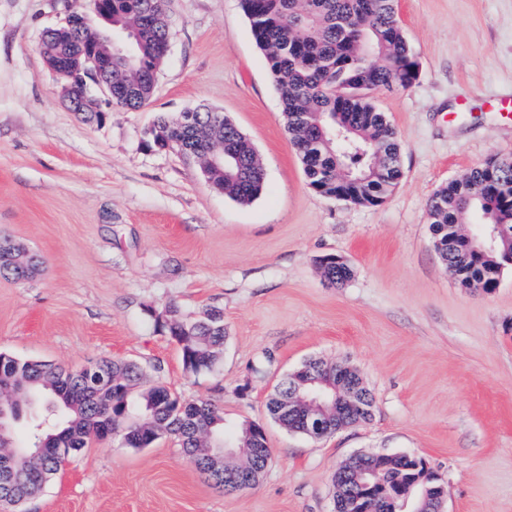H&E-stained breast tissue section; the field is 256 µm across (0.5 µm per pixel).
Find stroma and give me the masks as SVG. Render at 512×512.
Instances as JSON below:
<instances>
[{
	"mask_svg": "<svg viewBox=\"0 0 512 512\" xmlns=\"http://www.w3.org/2000/svg\"><path fill=\"white\" fill-rule=\"evenodd\" d=\"M0 0V242L40 255L0 276V352L78 370L97 358L161 365L187 401L263 426L268 468L216 489L162 436L147 448L92 441L24 512H333V475L360 454H414L445 486V512H512V269L492 292L460 287L436 253L428 198L512 152V0H396L419 64L375 97L396 129L404 177L376 207L315 193L285 128L281 93L239 0H170L169 48L152 103L70 112L40 51L67 6ZM222 110L257 149L264 190L247 205L214 190L176 150H150L158 114ZM343 257L344 287L318 260ZM224 311L216 368L190 374L154 314ZM318 357L357 368L370 420L321 440L268 415L280 378ZM329 256L333 255H326L323 256L322 259H319V265L322 268L323 276L330 286L334 288H341L350 279L352 271L347 264H341L344 262V259L338 256H336L335 262L336 265L341 264L340 266H325L323 262Z\"/></svg>",
	"mask_w": 512,
	"mask_h": 512,
	"instance_id": "35a3bbf8",
	"label": "stroma"
}]
</instances>
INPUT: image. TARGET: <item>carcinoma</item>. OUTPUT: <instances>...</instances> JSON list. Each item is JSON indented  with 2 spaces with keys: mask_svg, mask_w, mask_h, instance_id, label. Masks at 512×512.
Returning a JSON list of instances; mask_svg holds the SVG:
<instances>
[{
  "mask_svg": "<svg viewBox=\"0 0 512 512\" xmlns=\"http://www.w3.org/2000/svg\"><path fill=\"white\" fill-rule=\"evenodd\" d=\"M257 46L283 101L285 126L302 163L309 187L317 194L363 206H378L401 182V147L397 132L373 101L379 91H405L417 78V65L397 19L395 0H240ZM165 0H155V14L142 16L143 0H112V29L137 27L135 59L112 48L113 73L137 93V106L151 101L157 67L164 53ZM166 139L190 148L199 162L205 149L217 144L234 157L224 166V194L250 203L264 190L265 172L253 144L235 123H221L210 112L196 113L189 125L166 115L155 119ZM346 128L364 156L347 155L329 131ZM427 214L436 251L454 268L463 288L486 289L509 267L495 265L470 251L469 235L458 224L468 213L481 217L479 227L506 224L512 230V162L491 157L466 175L448 181L429 197ZM38 258L21 247L0 260V276L26 281L38 271ZM334 288L351 277L346 264L322 266ZM157 321L178 345L183 367L193 374L212 371L224 348V313L218 307L186 318L170 302ZM336 382V368L323 361H306L282 378L267 401L270 417L284 428L302 429L299 413L276 410L292 378L313 374ZM144 370L136 362L101 358L85 372L69 371L49 361L27 360L0 353V390L13 400L8 428L0 438V503L19 506L41 492L64 465L91 439L106 437V429L130 448H146L161 435L177 439L184 455L215 487L228 493L224 475L266 469L270 457L266 435L251 427L226 431L224 412L207 401L185 403L157 381L142 388ZM45 414L23 431L16 429L27 406ZM44 450L33 452L36 443ZM233 444L240 459L229 461L220 448Z\"/></svg>",
  "mask_w": 512,
  "mask_h": 512,
  "instance_id": "cac0c4a2",
  "label": "carcinoma"
}]
</instances>
